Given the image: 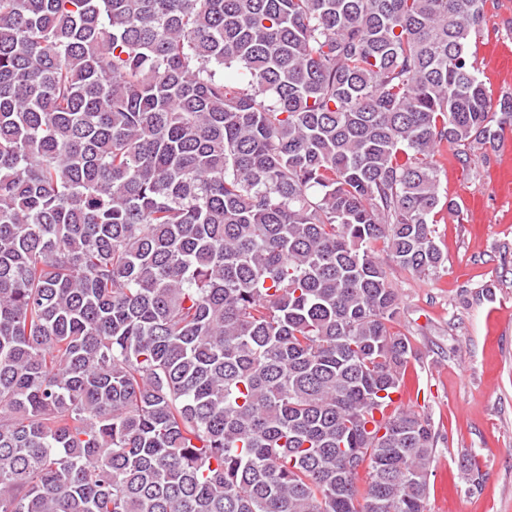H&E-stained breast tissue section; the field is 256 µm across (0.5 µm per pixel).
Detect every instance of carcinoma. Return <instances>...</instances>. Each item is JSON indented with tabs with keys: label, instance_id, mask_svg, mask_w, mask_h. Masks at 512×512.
I'll list each match as a JSON object with an SVG mask.
<instances>
[{
	"label": "carcinoma",
	"instance_id": "1",
	"mask_svg": "<svg viewBox=\"0 0 512 512\" xmlns=\"http://www.w3.org/2000/svg\"><path fill=\"white\" fill-rule=\"evenodd\" d=\"M486 2L0 0V512H423L378 253L512 128Z\"/></svg>",
	"mask_w": 512,
	"mask_h": 512
}]
</instances>
